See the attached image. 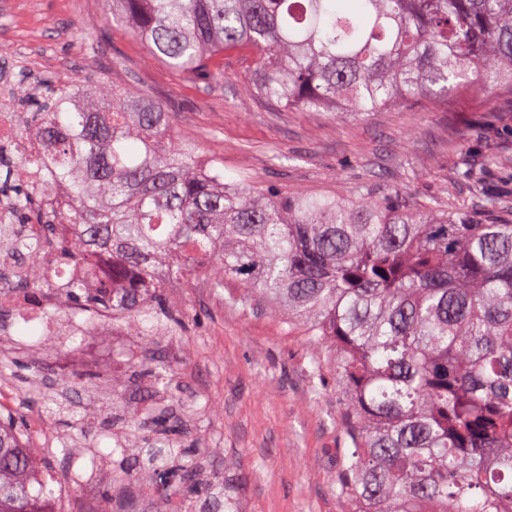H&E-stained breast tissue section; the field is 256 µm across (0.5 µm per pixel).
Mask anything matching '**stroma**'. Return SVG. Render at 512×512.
Masks as SVG:
<instances>
[{
	"instance_id": "stroma-1",
	"label": "stroma",
	"mask_w": 512,
	"mask_h": 512,
	"mask_svg": "<svg viewBox=\"0 0 512 512\" xmlns=\"http://www.w3.org/2000/svg\"><path fill=\"white\" fill-rule=\"evenodd\" d=\"M250 51L213 59L218 81L179 74L148 60L145 45L106 20L101 0H0V80L90 87L110 79L147 93L171 112L180 138L224 166L229 181L274 183L283 191L351 198L357 186L398 189L442 205L481 202L457 173L472 154L512 157V93L459 92L362 116L283 110L242 102ZM172 321L151 337L127 335L113 321L106 362L112 386L37 388L40 375L84 354L85 339L44 331L0 313V417L18 423L47 472L56 512H93L111 481L90 496L64 482L82 468L117 473L131 458L117 448L153 439L155 408L197 461L171 505L215 512L226 496L235 512H342L340 462L351 440L346 402L320 345L287 316L235 303V282L211 288L202 277L165 288ZM164 367L165 383L145 372ZM138 413L141 424L127 419Z\"/></svg>"
}]
</instances>
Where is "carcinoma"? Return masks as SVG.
Masks as SVG:
<instances>
[{"instance_id": "1", "label": "carcinoma", "mask_w": 512, "mask_h": 512, "mask_svg": "<svg viewBox=\"0 0 512 512\" xmlns=\"http://www.w3.org/2000/svg\"><path fill=\"white\" fill-rule=\"evenodd\" d=\"M112 17L171 69L210 78L226 51L256 54L254 95L282 109L362 115L476 85L512 91V0H107ZM0 95L23 100L17 79ZM34 156L0 147V255L25 278L0 283V312L44 281L42 254L104 278L46 287L78 310L112 313L133 336L168 316L164 288L198 276L238 301L288 314L325 342L350 411L353 448L337 476L344 512H512V219L486 170L461 173L480 211L398 190L351 200L224 181L180 139L169 112L115 82L45 81L16 117ZM32 164L35 191L15 178ZM60 193L62 208L46 204ZM67 225L72 236L58 233ZM164 460L190 454L158 422ZM123 472L164 503L158 468ZM38 468L12 419L0 421V512H54L32 494Z\"/></svg>"}]
</instances>
